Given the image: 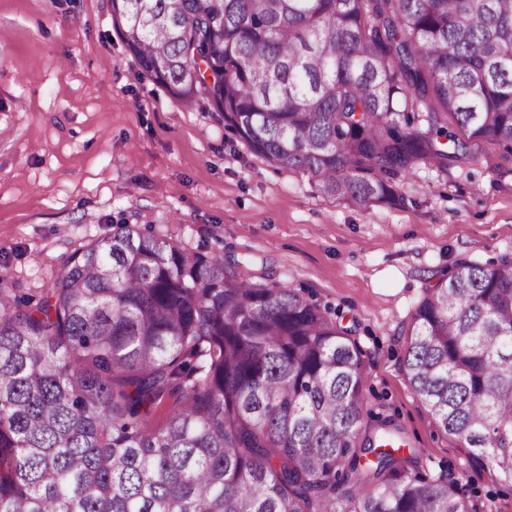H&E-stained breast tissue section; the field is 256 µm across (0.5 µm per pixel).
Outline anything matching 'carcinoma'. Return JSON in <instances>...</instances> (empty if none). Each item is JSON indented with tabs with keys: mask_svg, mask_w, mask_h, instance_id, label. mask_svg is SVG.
<instances>
[{
	"mask_svg": "<svg viewBox=\"0 0 512 512\" xmlns=\"http://www.w3.org/2000/svg\"><path fill=\"white\" fill-rule=\"evenodd\" d=\"M112 21L143 76L326 196L390 204L422 165L512 157V0H112ZM239 265L120 224L39 295L0 288V512H478L363 429L349 330ZM400 335L437 427L512 484V256L458 261Z\"/></svg>",
	"mask_w": 512,
	"mask_h": 512,
	"instance_id": "obj_1",
	"label": "carcinoma"
}]
</instances>
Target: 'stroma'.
I'll return each instance as SVG.
<instances>
[{
    "label": "stroma",
    "mask_w": 512,
    "mask_h": 512,
    "mask_svg": "<svg viewBox=\"0 0 512 512\" xmlns=\"http://www.w3.org/2000/svg\"><path fill=\"white\" fill-rule=\"evenodd\" d=\"M394 204L320 193L310 174L250 153L208 106L186 108L140 75L111 0H0V264L37 294L115 225L188 251L232 255L242 278L288 284L363 350L364 423L389 419L417 474H466L481 512H512V486L452 447L412 392L399 334L426 286L458 260L512 254V160L424 166Z\"/></svg>",
    "instance_id": "stroma-1"
}]
</instances>
